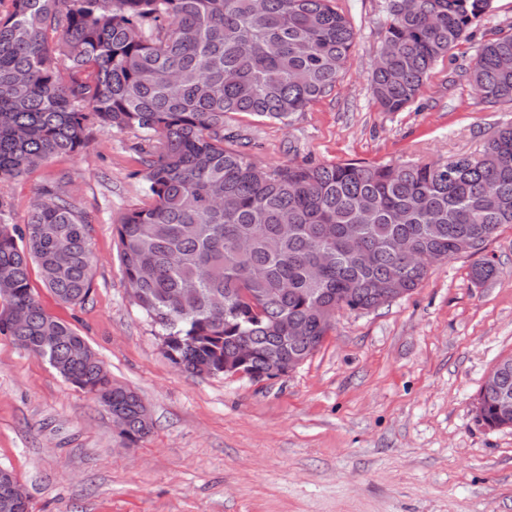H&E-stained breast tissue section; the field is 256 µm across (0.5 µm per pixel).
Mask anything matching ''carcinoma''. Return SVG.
I'll list each match as a JSON object with an SVG mask.
<instances>
[{
    "instance_id": "1",
    "label": "carcinoma",
    "mask_w": 512,
    "mask_h": 512,
    "mask_svg": "<svg viewBox=\"0 0 512 512\" xmlns=\"http://www.w3.org/2000/svg\"><path fill=\"white\" fill-rule=\"evenodd\" d=\"M4 1L0 182L81 153L92 127L146 137L149 202L123 213L113 233L130 298L181 372L251 374L271 359H307L340 309L388 304L373 286L412 294L428 273L424 253L476 257L479 283L496 274L483 251L512 225V122L474 153L431 162L267 168L233 144L231 116L285 123L336 87L356 32L332 0ZM492 2L387 0L392 51L369 75L375 103L385 112L414 103ZM465 76L486 103L512 102V26L479 46ZM5 216L0 201V335L106 407L108 371L31 285L35 266L60 302L85 301L92 218L59 181L41 190L23 226ZM401 241L414 256L395 249ZM15 306L26 320L10 319ZM290 323L303 339L285 338ZM505 392L512 356L486 383L477 421L512 428ZM124 401L122 432L135 443L151 422L135 392Z\"/></svg>"
}]
</instances>
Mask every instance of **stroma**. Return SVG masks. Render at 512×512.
I'll return each mask as SVG.
<instances>
[{
	"label": "stroma",
	"instance_id": "stroma-1",
	"mask_svg": "<svg viewBox=\"0 0 512 512\" xmlns=\"http://www.w3.org/2000/svg\"><path fill=\"white\" fill-rule=\"evenodd\" d=\"M384 2L336 0L356 40L331 94L286 124L231 120L257 164L436 159L475 151L512 120V103H486L459 75L480 42L512 27V0H493L402 112L381 111L368 82ZM141 146L95 130L79 155L0 184L12 223L25 224L37 192L62 176L92 216L87 301L61 303L37 277L32 286L153 423L124 444L90 394L0 335V467L18 477L31 512H512V430L479 425L475 412L486 374L512 355V226L485 248L498 268L486 282L459 255L409 296L339 312L321 349L289 374L190 377L164 356L117 257L114 223L148 201Z\"/></svg>",
	"mask_w": 512,
	"mask_h": 512
}]
</instances>
